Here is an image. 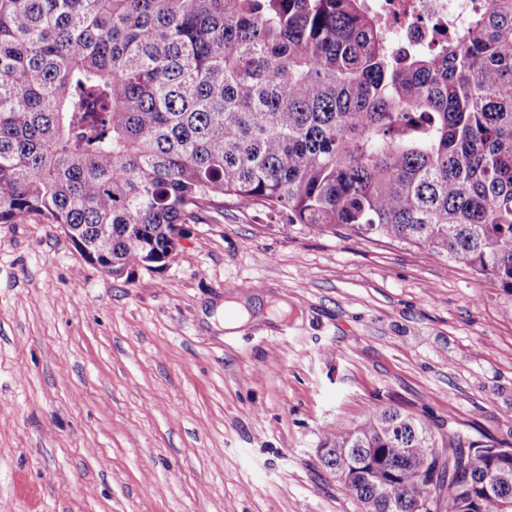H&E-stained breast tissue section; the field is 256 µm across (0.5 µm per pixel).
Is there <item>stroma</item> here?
Masks as SVG:
<instances>
[{
    "label": "stroma",
    "mask_w": 512,
    "mask_h": 512,
    "mask_svg": "<svg viewBox=\"0 0 512 512\" xmlns=\"http://www.w3.org/2000/svg\"><path fill=\"white\" fill-rule=\"evenodd\" d=\"M228 301L249 312L232 335ZM378 404L512 446V292L249 204L128 279L56 225L0 224L14 512H354L317 448Z\"/></svg>",
    "instance_id": "1"
}]
</instances>
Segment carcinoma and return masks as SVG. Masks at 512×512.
<instances>
[{
	"mask_svg": "<svg viewBox=\"0 0 512 512\" xmlns=\"http://www.w3.org/2000/svg\"><path fill=\"white\" fill-rule=\"evenodd\" d=\"M239 203L512 291V0L414 52L367 0H0V224L129 278ZM318 451L356 512H512V448L413 413Z\"/></svg>",
	"mask_w": 512,
	"mask_h": 512,
	"instance_id": "carcinoma-1",
	"label": "carcinoma"
}]
</instances>
